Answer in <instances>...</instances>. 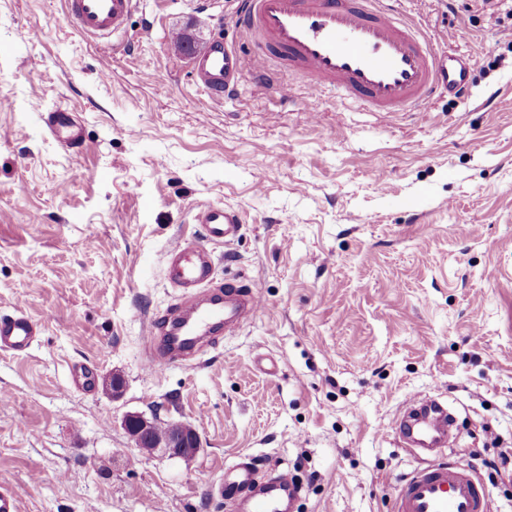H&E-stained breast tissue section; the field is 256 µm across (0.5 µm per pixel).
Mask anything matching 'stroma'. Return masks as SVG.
Here are the masks:
<instances>
[{
    "mask_svg": "<svg viewBox=\"0 0 512 512\" xmlns=\"http://www.w3.org/2000/svg\"><path fill=\"white\" fill-rule=\"evenodd\" d=\"M236 7L140 0L116 51L72 26L66 0H0V315L42 325L27 352L0 351V486L22 512H228L224 465L247 454L295 475L297 512H389L417 465L395 417L431 394L493 512H512V469L488 466L512 450V0H403L438 52L485 66L467 97L393 117L328 94L312 119L247 75L213 101L169 35L248 53ZM62 108L87 152L46 129ZM212 204L246 216L230 245L194 221ZM178 240L264 305L156 376L142 340L179 295ZM76 364L94 390L73 386ZM131 415L191 424L198 453L139 451Z\"/></svg>",
    "mask_w": 512,
    "mask_h": 512,
    "instance_id": "obj_1",
    "label": "stroma"
}]
</instances>
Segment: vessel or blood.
Here are the masks:
<instances>
[{"label": "vessel or blood", "instance_id": "1", "mask_svg": "<svg viewBox=\"0 0 512 512\" xmlns=\"http://www.w3.org/2000/svg\"><path fill=\"white\" fill-rule=\"evenodd\" d=\"M237 23L253 42L250 63L211 42L193 53L194 79L213 100L236 94L243 71L259 86L293 102L299 89L318 98L332 92L368 111L394 115L427 111L443 89H467L478 57L458 70L439 55L414 24L401 18L400 0H236ZM137 0H67L76 29L93 39L120 37ZM49 134L66 150H86L88 142L74 113H47ZM215 243H231L245 216L230 206H204L195 215ZM167 276L181 291L164 314L150 322L145 367L162 374L192 360L217 329L231 333L262 307L259 293L244 284L213 283L211 253L179 240L167 252ZM40 334L23 310L0 316V350L26 352ZM455 419L434 398L409 400L396 422L400 445L422 464L398 485L392 512H487L488 494L465 454L454 453ZM218 492L234 512H295L301 487L292 472L260 473L252 456L224 469Z\"/></svg>", "mask_w": 512, "mask_h": 512}]
</instances>
